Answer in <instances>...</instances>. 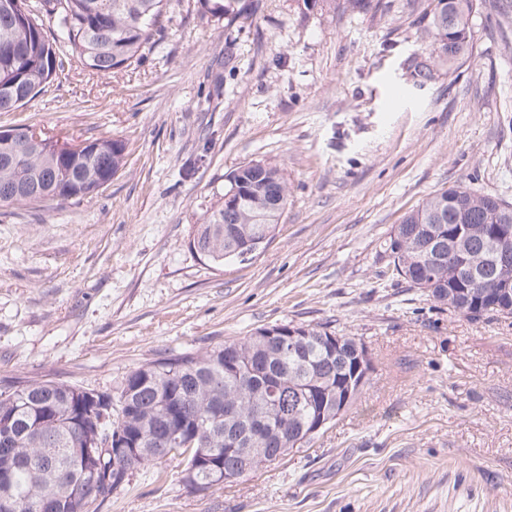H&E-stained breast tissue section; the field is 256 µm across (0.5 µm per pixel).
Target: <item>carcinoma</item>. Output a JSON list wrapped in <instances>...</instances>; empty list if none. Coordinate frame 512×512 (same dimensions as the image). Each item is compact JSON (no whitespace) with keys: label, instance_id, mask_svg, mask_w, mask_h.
<instances>
[{"label":"carcinoma","instance_id":"1","mask_svg":"<svg viewBox=\"0 0 512 512\" xmlns=\"http://www.w3.org/2000/svg\"><path fill=\"white\" fill-rule=\"evenodd\" d=\"M0 112L16 110L59 78L75 60L102 76L117 74L146 56L171 0H0ZM237 0H199L216 15ZM364 12L370 0H302ZM478 0H433L434 52L413 59L411 75L423 84L439 65L453 68L471 50L470 20ZM58 34H44L40 17ZM125 165V145L97 139L79 155H66L59 139L0 160V205L42 204L91 195ZM232 199L195 226L190 244L222 264L264 248L288 199L282 170L250 162L227 175ZM509 202L489 193L450 187L426 197L394 227L381 248L393 272L433 302L472 320L502 317L512 307V260L492 263L501 214ZM263 326L242 339L205 352L169 354L131 370L113 391L53 380L0 388V512H39L46 499L57 512H100L112 493L138 471L171 462L193 492L224 483L240 469L224 455V440L244 435L242 448H263L282 458L309 444L315 425L336 421L364 387L360 359L367 347L355 336L320 327H296L284 347ZM106 432L141 448L119 454L101 448Z\"/></svg>","mask_w":512,"mask_h":512}]
</instances>
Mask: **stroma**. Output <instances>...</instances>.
I'll return each instance as SVG.
<instances>
[{"instance_id": "35a3bbf8", "label": "stroma", "mask_w": 512, "mask_h": 512, "mask_svg": "<svg viewBox=\"0 0 512 512\" xmlns=\"http://www.w3.org/2000/svg\"><path fill=\"white\" fill-rule=\"evenodd\" d=\"M432 0L351 13L171 0L137 69L78 63L0 127L72 143L118 138L98 193L0 206V386L116 388L165 354L275 323L360 338L373 372L310 446L189 493L144 470L100 512H512V317L479 321L397 280L381 244L451 186L512 202V0H483L472 49L415 84ZM277 164L288 202L272 241L217 265L192 249L224 179Z\"/></svg>"}]
</instances>
